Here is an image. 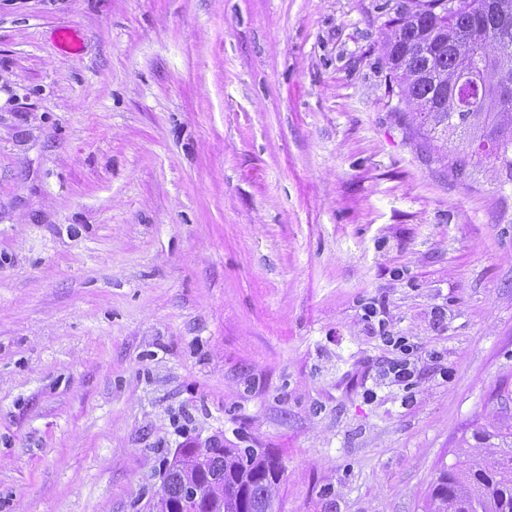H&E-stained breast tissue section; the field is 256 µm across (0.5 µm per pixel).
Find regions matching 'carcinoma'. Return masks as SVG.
Wrapping results in <instances>:
<instances>
[{"label": "carcinoma", "mask_w": 512, "mask_h": 512, "mask_svg": "<svg viewBox=\"0 0 512 512\" xmlns=\"http://www.w3.org/2000/svg\"><path fill=\"white\" fill-rule=\"evenodd\" d=\"M407 0L388 20L385 41L389 84L414 107L419 127L446 140L459 137L450 152L458 170L471 160L491 159L512 171V106L502 101L512 87V0ZM432 47L431 55L419 45ZM183 460L167 471L160 502L182 512L185 487L207 484L204 512H276L274 487L280 465L269 452L246 454L215 443L203 467L197 449H181ZM506 512L512 509V448L475 458L462 451L441 470L429 493L428 512Z\"/></svg>", "instance_id": "1"}]
</instances>
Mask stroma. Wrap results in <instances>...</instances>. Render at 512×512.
I'll return each mask as SVG.
<instances>
[{
	"label": "stroma",
	"instance_id": "1",
	"mask_svg": "<svg viewBox=\"0 0 512 512\" xmlns=\"http://www.w3.org/2000/svg\"><path fill=\"white\" fill-rule=\"evenodd\" d=\"M401 2L0 0V512H152L211 437L427 512L512 445V174L399 111ZM383 338L388 345H391L402 355V358L394 359L392 360L393 362L388 365V373L393 375L392 378L396 382H408L414 376V369L411 367V362L406 358V356L410 355L413 348H411V345L408 344L404 337L395 338L393 336H384Z\"/></svg>",
	"mask_w": 512,
	"mask_h": 512
}]
</instances>
